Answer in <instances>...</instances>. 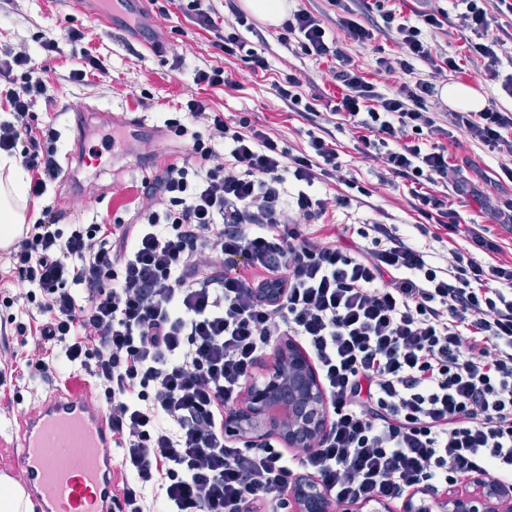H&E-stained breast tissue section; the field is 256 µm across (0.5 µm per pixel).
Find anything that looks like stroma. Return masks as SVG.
<instances>
[{
    "label": "stroma",
    "instance_id": "stroma-1",
    "mask_svg": "<svg viewBox=\"0 0 512 512\" xmlns=\"http://www.w3.org/2000/svg\"><path fill=\"white\" fill-rule=\"evenodd\" d=\"M86 0H0V49L28 50L37 62L45 66L51 104H38L35 114L39 123H51L59 134L55 144L58 158L78 159L80 151L98 145L105 127H125L131 114H139L149 123L162 125L167 112L195 94H203L213 111L225 116L246 117L269 126L281 147L291 153L308 148L307 131L310 121L297 113L287 111L274 91L276 82L288 72L298 74L301 93L312 100L315 110H322V99L338 92L332 66L297 55L294 49L270 41L265 49L269 66L267 71L254 74L237 57L224 55L213 44L214 36L185 18L173 0H154L148 11L137 12L136 26L122 31L105 32L88 20L84 14ZM84 32L91 47L96 48L108 74L91 78L84 85L68 79L71 69L80 60L67 38L70 30ZM56 38L58 49L44 54L40 48L42 36ZM163 37L167 42L164 55H151L140 46V39ZM435 43L442 51L460 57L466 74L461 84L474 89L484 98H500L506 109L512 110V100L501 98L497 85L484 82L476 73V62L463 48L461 34L455 25H448L446 33L436 35ZM345 48L361 66L378 91L390 94L403 82L400 74L389 75L378 71L376 59L397 53V46L377 37L362 46L346 42ZM223 68L236 82L235 88L218 86L198 90L193 82L195 68ZM332 141L344 174L356 178L358 186L351 189L337 183L315 185L317 194L345 195L350 203L328 211L324 225H311L315 236H325V224H393L402 238L410 243L429 247L435 259H442L449 249L461 246L460 237L448 236L446 230L430 225L428 234H421L417 226L423 218L410 205L406 182L395 179L384 183L379 179L381 163L372 154L357 148L353 128L349 122L336 120L330 127ZM126 151L104 156L101 168H80L77 178L61 177L40 199L25 206L28 217L39 215L50 203L63 207L69 224L91 222L111 223L118 206L127 202L126 188L137 182L138 168L158 171L163 159L179 160L186 155L184 139L169 135L149 139H127ZM452 163L458 166L461 180L474 183L489 193L491 199L512 197V184L496 186L489 179L499 169L498 154L473 145L464 133H456L448 144ZM455 208L466 223L479 225L482 234L495 240L499 259H512V223L481 210L471 198L455 199ZM67 366H58L52 381L45 382L21 375L0 385V427L8 426L18 409L43 397L62 385L68 375Z\"/></svg>",
    "mask_w": 512,
    "mask_h": 512
}]
</instances>
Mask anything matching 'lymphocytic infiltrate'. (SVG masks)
I'll list each match as a JSON object with an SVG mask.
<instances>
[{"mask_svg": "<svg viewBox=\"0 0 512 512\" xmlns=\"http://www.w3.org/2000/svg\"><path fill=\"white\" fill-rule=\"evenodd\" d=\"M464 2L460 27L477 74L512 99V74L500 71L512 33H490L498 15L512 14V0ZM329 3L343 14V38L300 7L276 27L277 41L333 63L340 92L324 104L329 116L359 130L363 147H382L383 176L409 180L415 211L470 247L449 249L439 265L392 224L363 225L351 248L332 235L308 236L305 223L348 204L313 186L357 185L327 128L309 132L308 151L294 155L270 128L226 118L200 97L165 119L188 155L136 183L132 223L67 224L63 209L45 206L21 243L0 251V267L20 284L0 305L22 309L14 333L30 338L29 375L51 377L60 362L92 378L130 512H144L150 496L164 512H248L291 482L288 457L275 446L239 448L224 438L225 404L281 336L298 337L312 354L333 406L327 433L299 462L336 512L471 473L512 485V261H488L498 244L435 192L456 170L443 141L457 130L499 153L512 182V111L494 101L479 112L430 110L436 79L462 70L425 39L443 32L444 10L412 21L372 0L363 22L352 18V0ZM180 8L226 55L251 72L267 70L247 42H265L264 32L234 0H182ZM228 12L225 33L217 21ZM379 33L401 53L377 58L378 70L410 74L423 61L431 78L380 93L344 48ZM0 81L10 114L0 120V153L21 155L28 198L43 197L61 172L56 130L32 135L44 69L29 51L9 48ZM282 224L287 233H278Z\"/></svg>", "mask_w": 512, "mask_h": 512, "instance_id": "obj_1", "label": "lymphocytic infiltrate"}]
</instances>
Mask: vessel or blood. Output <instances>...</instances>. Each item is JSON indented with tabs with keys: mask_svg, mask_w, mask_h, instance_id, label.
I'll use <instances>...</instances> for the list:
<instances>
[{
	"mask_svg": "<svg viewBox=\"0 0 512 512\" xmlns=\"http://www.w3.org/2000/svg\"><path fill=\"white\" fill-rule=\"evenodd\" d=\"M91 396L88 380L74 373L16 415L12 460L36 512H112L118 455Z\"/></svg>",
	"mask_w": 512,
	"mask_h": 512,
	"instance_id": "b4317fda",
	"label": "vessel or blood"
}]
</instances>
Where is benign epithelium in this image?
I'll use <instances>...</instances> for the list:
<instances>
[{
    "mask_svg": "<svg viewBox=\"0 0 512 512\" xmlns=\"http://www.w3.org/2000/svg\"><path fill=\"white\" fill-rule=\"evenodd\" d=\"M329 406L309 355L288 341L276 348L263 381L250 382L224 414V435L250 445L274 438L287 448H308L326 432ZM289 512H333V503L315 480L289 485ZM404 512H512V489L473 476L461 489L432 490L431 502L408 498Z\"/></svg>",
    "mask_w": 512,
    "mask_h": 512,
    "instance_id": "benign-epithelium-1",
    "label": "benign epithelium"
}]
</instances>
